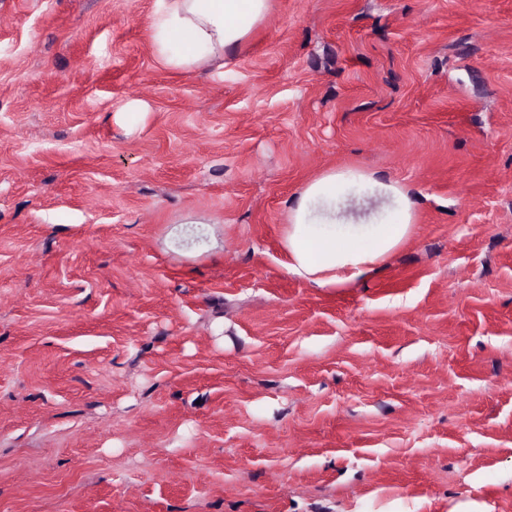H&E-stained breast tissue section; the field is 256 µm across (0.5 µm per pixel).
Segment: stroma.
<instances>
[{"instance_id":"obj_1","label":"stroma","mask_w":512,"mask_h":512,"mask_svg":"<svg viewBox=\"0 0 512 512\" xmlns=\"http://www.w3.org/2000/svg\"><path fill=\"white\" fill-rule=\"evenodd\" d=\"M156 2L0 0V512H512V0H270L203 73ZM348 168L413 224L321 288ZM366 187L368 195L356 191ZM380 202L381 222L351 224L367 206ZM291 268L319 285L336 283V270H370L409 233L412 207L405 191L355 170L324 174L306 184L288 209ZM348 223V224H338Z\"/></svg>"}]
</instances>
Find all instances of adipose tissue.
<instances>
[{
	"mask_svg": "<svg viewBox=\"0 0 512 512\" xmlns=\"http://www.w3.org/2000/svg\"><path fill=\"white\" fill-rule=\"evenodd\" d=\"M268 9L267 0H158L151 19L164 64L201 70L235 47ZM292 269L325 286L337 271L370 270L409 233L405 191L355 170L306 184L288 209Z\"/></svg>",
	"mask_w": 512,
	"mask_h": 512,
	"instance_id": "adipose-tissue-1",
	"label": "adipose tissue"
}]
</instances>
